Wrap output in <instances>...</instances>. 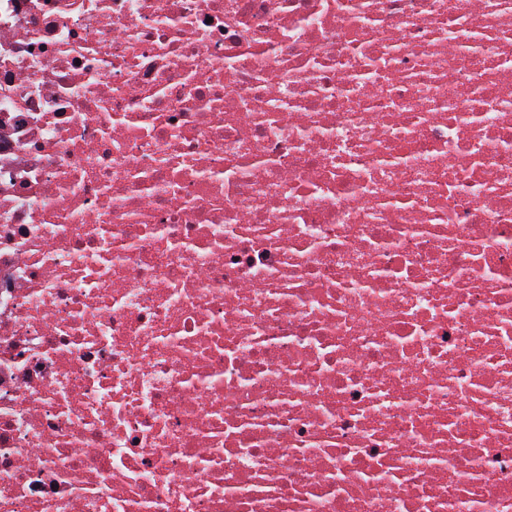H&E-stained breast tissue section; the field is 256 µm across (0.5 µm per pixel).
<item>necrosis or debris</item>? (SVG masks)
I'll return each mask as SVG.
<instances>
[{
  "label": "necrosis or debris",
  "instance_id": "1",
  "mask_svg": "<svg viewBox=\"0 0 512 512\" xmlns=\"http://www.w3.org/2000/svg\"><path fill=\"white\" fill-rule=\"evenodd\" d=\"M0 512H512V0H0Z\"/></svg>",
  "mask_w": 512,
  "mask_h": 512
}]
</instances>
